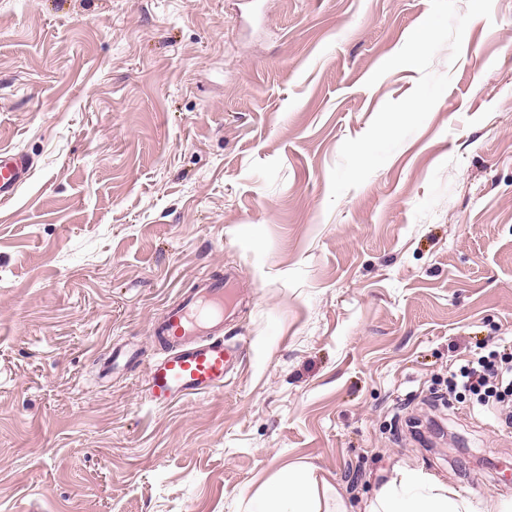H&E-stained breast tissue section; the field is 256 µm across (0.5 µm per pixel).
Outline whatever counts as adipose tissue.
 <instances>
[{
    "mask_svg": "<svg viewBox=\"0 0 512 512\" xmlns=\"http://www.w3.org/2000/svg\"><path fill=\"white\" fill-rule=\"evenodd\" d=\"M320 481L314 469L289 468L287 474L263 494L251 498L250 512H321ZM364 512H512V501L493 495L470 497L437 475L421 468L393 466Z\"/></svg>",
    "mask_w": 512,
    "mask_h": 512,
    "instance_id": "adipose-tissue-1",
    "label": "adipose tissue"
}]
</instances>
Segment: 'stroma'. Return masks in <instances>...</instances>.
<instances>
[{"label": "stroma", "instance_id": "stroma-1", "mask_svg": "<svg viewBox=\"0 0 512 512\" xmlns=\"http://www.w3.org/2000/svg\"><path fill=\"white\" fill-rule=\"evenodd\" d=\"M3 149L0 512H248L291 464L512 500L448 396L512 345V0H0ZM230 271L242 363L152 407L155 319ZM3 155V156H2ZM29 159L19 152H0V202H8L19 185L29 177Z\"/></svg>", "mask_w": 512, "mask_h": 512}]
</instances>
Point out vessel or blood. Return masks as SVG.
<instances>
[{"instance_id":"vessel-or-blood-1","label":"vessel or blood","mask_w":512,"mask_h":512,"mask_svg":"<svg viewBox=\"0 0 512 512\" xmlns=\"http://www.w3.org/2000/svg\"><path fill=\"white\" fill-rule=\"evenodd\" d=\"M31 164L21 153L0 155V202H8L30 174ZM231 278L205 276L195 288L165 306L154 334L163 351L148 367L145 396L165 407L188 395L215 392L237 368L239 345L224 338V324L234 308Z\"/></svg>"}]
</instances>
